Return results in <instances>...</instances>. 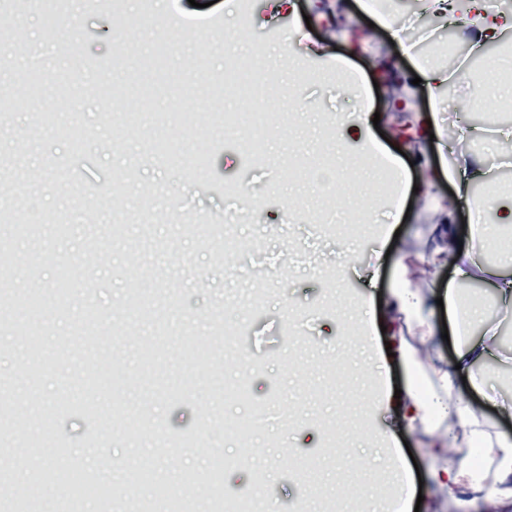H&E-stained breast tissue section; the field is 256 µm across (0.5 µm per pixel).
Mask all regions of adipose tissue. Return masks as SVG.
Returning a JSON list of instances; mask_svg holds the SVG:
<instances>
[{
    "instance_id": "adipose-tissue-1",
    "label": "adipose tissue",
    "mask_w": 512,
    "mask_h": 512,
    "mask_svg": "<svg viewBox=\"0 0 512 512\" xmlns=\"http://www.w3.org/2000/svg\"><path fill=\"white\" fill-rule=\"evenodd\" d=\"M469 17L466 21V42L470 53H482L485 47L512 29V15L494 7L490 0H468ZM442 173L454 186L456 195L447 207L448 214L464 209L477 213L485 205L484 199L471 195L473 183L485 180L489 170L482 156L455 150L448 142L438 144ZM455 224L448 223L439 228V245L422 256L423 264L437 269L452 265L454 276L447 287L434 290L437 304L424 306L412 292L407 264H400L395 285L390 290L393 302L400 307L406 321L412 325L422 342H429L435 331L438 311L448 313L457 342L451 360L433 359L425 372L424 380L410 379L405 399L398 414L403 424L412 426L419 422L446 423V432L440 433L432 443L433 453L454 450L455 460L451 465L432 470L430 479L434 484L454 489L461 486L478 488L482 484L478 477L479 463L486 462L494 468L490 493L496 500H512V435H490L486 424L468 407L449 403L448 391L455 388L460 379H467L474 389H482L483 381L476 372L478 362L496 354V332L483 330L475 336L471 325L481 320L483 311L465 306L462 288L484 270L495 290V307L503 315L512 314V258H503L497 265L481 267L479 257L490 236L489 228L472 226L470 243L462 252L448 249L447 237L455 233Z\"/></svg>"
}]
</instances>
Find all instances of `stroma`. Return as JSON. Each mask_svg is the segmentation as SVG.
<instances>
[{
	"label": "stroma",
	"instance_id": "35a3bbf8",
	"mask_svg": "<svg viewBox=\"0 0 512 512\" xmlns=\"http://www.w3.org/2000/svg\"><path fill=\"white\" fill-rule=\"evenodd\" d=\"M363 8L120 0L113 10L67 0L51 12L46 0H0V33L25 37L0 42V96L11 102L0 121V213L30 228L6 240L21 259L8 286L36 280L47 299L37 319L0 323V394L22 420L13 444H0V480L24 494L43 470L62 469L105 493L78 503L60 482L52 512H168L151 486L127 497L140 460L175 492L183 473L202 480L220 462L225 500L257 495L265 512H327L342 484L359 490L362 512H387L401 485L422 492L419 512H462L455 493L418 481L449 459L429 454V425L398 426L394 393L410 368L385 346L394 337L417 347L391 310L392 276L403 257L431 250L445 219L436 203L448 183L428 170L435 145L410 132L433 104ZM385 9L407 17L420 56L437 55L447 70L465 58L480 79L512 62V32L484 57L468 58L462 41L446 55L448 23L424 13L422 0H386ZM264 64L276 75L267 94L290 119L250 150L224 115L254 103L212 87ZM385 65L398 78L381 80ZM361 93L380 114L375 148H400L410 164L408 216L390 212L392 178L372 195L369 216L354 196L322 200L312 177L326 152L341 160L337 176L368 170L324 121L354 114ZM395 98L408 109L392 110ZM34 111L53 115L37 133ZM511 148L485 150L489 179L474 188L504 206L512 168L497 156ZM204 224L223 225V237L207 238ZM376 262L377 285L364 287ZM63 272L72 288L61 300ZM368 301L393 332L365 325ZM479 371L484 392L462 384L456 399L492 431L511 433L494 402L512 400V368L490 358ZM239 383L245 397L225 400V386ZM131 421L145 427L136 442L125 435ZM240 424L249 428L242 439Z\"/></svg>",
	"mask_w": 512,
	"mask_h": 512
}]
</instances>
